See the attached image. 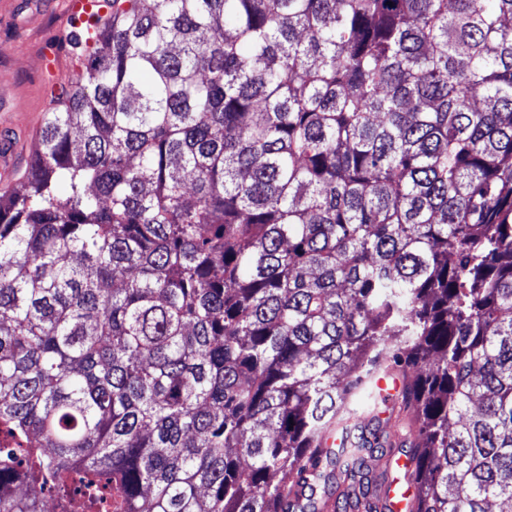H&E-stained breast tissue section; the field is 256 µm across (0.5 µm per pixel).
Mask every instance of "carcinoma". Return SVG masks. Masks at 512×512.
Masks as SVG:
<instances>
[{
    "instance_id": "carcinoma-1",
    "label": "carcinoma",
    "mask_w": 512,
    "mask_h": 512,
    "mask_svg": "<svg viewBox=\"0 0 512 512\" xmlns=\"http://www.w3.org/2000/svg\"><path fill=\"white\" fill-rule=\"evenodd\" d=\"M104 7L0 193V512L512 506V0Z\"/></svg>"
}]
</instances>
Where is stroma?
<instances>
[{"label": "stroma", "instance_id": "stroma-1", "mask_svg": "<svg viewBox=\"0 0 512 512\" xmlns=\"http://www.w3.org/2000/svg\"><path fill=\"white\" fill-rule=\"evenodd\" d=\"M0 0V123L14 126L24 151L12 177L20 187L38 142L34 130L43 128L51 108L43 93V61L61 57L59 82L78 70L80 60L65 37L72 28L69 0Z\"/></svg>", "mask_w": 512, "mask_h": 512}]
</instances>
